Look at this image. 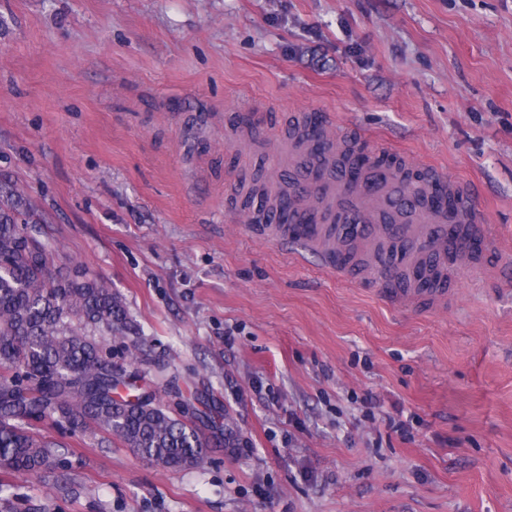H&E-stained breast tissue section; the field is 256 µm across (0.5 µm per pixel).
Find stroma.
<instances>
[{
    "instance_id": "35a3bbf8",
    "label": "stroma",
    "mask_w": 512,
    "mask_h": 512,
    "mask_svg": "<svg viewBox=\"0 0 512 512\" xmlns=\"http://www.w3.org/2000/svg\"><path fill=\"white\" fill-rule=\"evenodd\" d=\"M306 112L467 189L496 244L444 303L261 233L239 193ZM1 178L122 297L113 365L239 439L171 470L37 422L85 487L50 512H512V0H0Z\"/></svg>"
}]
</instances>
